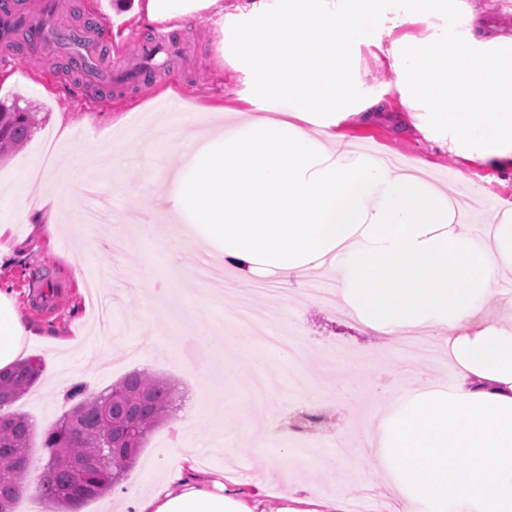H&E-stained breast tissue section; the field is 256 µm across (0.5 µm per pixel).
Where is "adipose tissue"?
<instances>
[{
	"instance_id": "1",
	"label": "adipose tissue",
	"mask_w": 512,
	"mask_h": 512,
	"mask_svg": "<svg viewBox=\"0 0 512 512\" xmlns=\"http://www.w3.org/2000/svg\"><path fill=\"white\" fill-rule=\"evenodd\" d=\"M153 22L225 17L226 54L245 59L255 109L234 120L217 110L174 162L147 172L162 185L166 249L195 248L245 282L268 275L332 274L336 306L374 336L431 335L456 382L407 387L366 435L405 512H512V323L484 318L488 297L512 293V210L483 240L463 232L453 199L421 176L362 153L336 152L337 128L378 105L361 96L350 58L362 44L448 0H136ZM392 44L397 90L423 108L418 130L455 156L512 169V29L490 34L477 16L460 34ZM0 283V371L46 335ZM223 421L177 458L159 483L132 493L120 512H265L238 482L198 478L196 458Z\"/></svg>"
}]
</instances>
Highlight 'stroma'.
I'll use <instances>...</instances> for the list:
<instances>
[{
  "label": "stroma",
  "mask_w": 512,
  "mask_h": 512,
  "mask_svg": "<svg viewBox=\"0 0 512 512\" xmlns=\"http://www.w3.org/2000/svg\"><path fill=\"white\" fill-rule=\"evenodd\" d=\"M60 2L59 23L92 28L89 48L102 70L111 73L112 82L89 87L88 74L71 67L67 55L52 45L22 52L0 47V99L44 116L23 148L0 162V194L32 198L44 192V184L25 183L21 175L27 162L38 159L56 142L59 124L86 130L85 138L65 145L64 150L78 153L88 173L94 172L104 142H117L124 154V170L104 183L103 189L119 213L112 229L126 238L127 250L119 262L120 274H111L108 250L94 255L81 249L79 236L92 235L93 230L75 224L70 211L63 216L58 237H36L19 216L0 238V244L13 253L0 266V280L10 284L29 317L87 340L85 351L78 353L57 349L44 340L32 342L27 351L28 356L41 359L43 372L12 410L26 415L35 427L29 448L33 463H47L42 434L70 407L58 388L65 375L79 374L92 395L133 371L170 380L175 388L172 417L149 434L125 480L105 499L83 508V512H104L106 501H120L161 479L175 462L178 441L196 439L217 420L220 405L236 402L256 375L255 359L262 357L279 376L270 408L287 420L290 429H302L316 439L319 453L300 464L281 456L273 446L261 451L247 447L238 423L231 420L223 446L202 449L200 478L210 479L212 468L223 464L225 454L234 455L244 490L262 482L267 512H279L291 497L350 504L365 500L372 489L388 494V476L374 468L370 448H358L349 456L339 442L348 433L367 430L383 405L398 402L408 383L437 379L454 383V370L440 352L423 355L421 340L408 336L370 335L336 308L306 298L304 283L274 277L271 285L287 301L286 318L280 325L269 323L270 301L265 298L261 310L252 312V321L269 325L274 332L286 327L305 354L318 358L323 366L322 371L307 368L301 377H293L289 365L280 362L276 347L257 338L251 347L237 346L236 338L244 328L229 316L235 305L216 306L208 299V285L197 276L199 264L191 249L177 259L184 277L170 292L172 304L157 308L143 298L141 268L160 260L162 254L142 236V222L158 201L141 181L140 133L169 121V113L156 108L165 97L210 110H248V102L238 96L244 75L236 58L222 49L232 30H221L205 18L184 26L152 23L132 11L113 8L110 0ZM159 35L182 42L183 53L159 63L149 89L126 83V74L141 63L143 42ZM350 71L367 94L383 100L385 109L372 123L341 127L337 153L368 147L411 160L424 166L428 179L448 193L467 196L472 212L469 232L478 234L497 223L503 208L512 205V171L488 170L423 139L400 100L391 61L377 47L360 46ZM219 329L224 332V355L233 367L218 380L211 369L208 338ZM144 330L156 336V345L130 354Z\"/></svg>",
  "instance_id": "stroma-1"
}]
</instances>
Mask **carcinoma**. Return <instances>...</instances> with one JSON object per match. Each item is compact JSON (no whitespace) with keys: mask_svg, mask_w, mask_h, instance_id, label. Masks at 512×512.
<instances>
[{"mask_svg":"<svg viewBox=\"0 0 512 512\" xmlns=\"http://www.w3.org/2000/svg\"><path fill=\"white\" fill-rule=\"evenodd\" d=\"M40 113L0 102V159L13 155L35 133ZM41 361L29 358L0 371V512H13L32 461V424L5 413L39 380ZM72 407L43 434L49 450L41 499L54 512H79L89 501L118 486L146 437L166 421L172 403L168 382L131 372L96 396L82 385L67 393Z\"/></svg>","mask_w":512,"mask_h":512,"instance_id":"1","label":"carcinoma"}]
</instances>
